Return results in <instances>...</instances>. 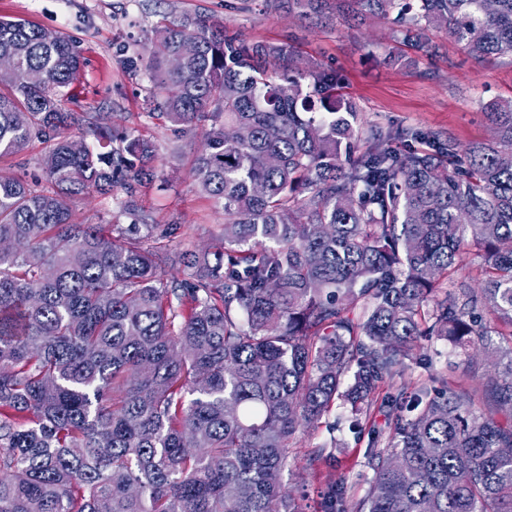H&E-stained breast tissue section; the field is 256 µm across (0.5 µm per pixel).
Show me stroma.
<instances>
[{
  "mask_svg": "<svg viewBox=\"0 0 512 512\" xmlns=\"http://www.w3.org/2000/svg\"><path fill=\"white\" fill-rule=\"evenodd\" d=\"M0 17L67 36L84 59L70 88L74 111L107 114L112 127L135 129L153 142L156 179L141 188L135 204L144 223L177 225L165 241L173 256L209 244L221 231L224 211L199 192L192 175L203 128L152 114L151 41L162 21L205 17L247 44L290 45L298 62L314 60L335 71L337 87L355 103L366 130L439 131L465 148L492 136L483 105L512 98V57L471 58L446 30L428 31L429 54L393 65L386 60L394 47L390 22L320 23L267 9L264 0H0ZM125 199L119 187L109 195L79 196L72 203L73 220L129 224ZM421 349L426 360L408 362L400 384L412 387L431 375L451 384L466 382L467 362L446 338L422 339ZM347 416V408L336 405L322 424L297 432L289 444L282 483L302 512H321L323 494L333 483L344 484L350 500L358 501L373 479L365 446L349 432ZM324 448L329 456L317 459Z\"/></svg>",
  "mask_w": 512,
  "mask_h": 512,
  "instance_id": "1",
  "label": "stroma"
}]
</instances>
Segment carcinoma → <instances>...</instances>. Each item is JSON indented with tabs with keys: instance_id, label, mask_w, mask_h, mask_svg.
<instances>
[{
	"instance_id": "1",
	"label": "carcinoma",
	"mask_w": 512,
	"mask_h": 512,
	"mask_svg": "<svg viewBox=\"0 0 512 512\" xmlns=\"http://www.w3.org/2000/svg\"><path fill=\"white\" fill-rule=\"evenodd\" d=\"M283 2L330 18L329 0ZM353 2L417 50L444 28L474 59L512 57V0ZM1 57L0 157L39 140L49 187L0 169V512H301L288 443L338 401L374 478L355 503L328 486L322 512H512V100L483 106L490 143L401 130L380 149L319 63L201 18L160 27L159 116L208 124L194 178L224 210L171 259L158 224L71 221L90 189L124 188L135 213L154 150L69 111L70 41L1 19ZM84 121L92 143L67 134ZM470 246L478 287L451 291ZM429 335L494 373L396 386Z\"/></svg>"
}]
</instances>
